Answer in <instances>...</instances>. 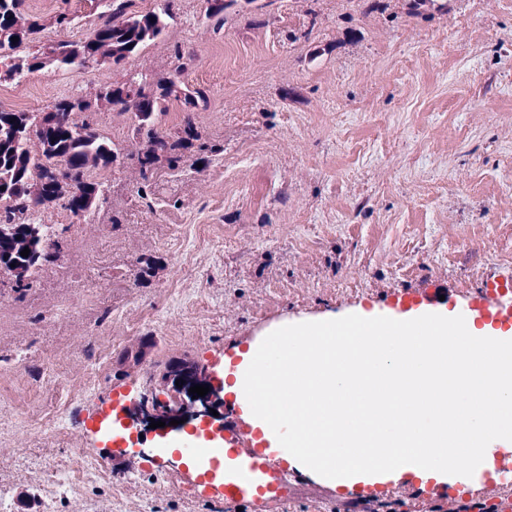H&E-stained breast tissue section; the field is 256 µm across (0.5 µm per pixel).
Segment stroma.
Here are the masks:
<instances>
[{
    "label": "stroma",
    "instance_id": "1",
    "mask_svg": "<svg viewBox=\"0 0 512 512\" xmlns=\"http://www.w3.org/2000/svg\"><path fill=\"white\" fill-rule=\"evenodd\" d=\"M169 7L160 39L120 67L81 74L53 66L0 81V111L40 112L127 74L162 76L175 50L190 55L186 84L205 94L171 102L156 127L193 121L214 152L139 187L133 166L96 173L106 199L76 216L38 208L66 232L60 260L23 295L0 289V498L11 512H237L232 499L199 498L185 461L159 454L143 428L100 484L94 465L112 447L87 419L114 393L151 394L172 358L216 370L238 365L256 336L281 321L357 308L418 307L429 284L512 306V0H450L447 14L407 13L405 0H273L217 22L207 0H135ZM298 33L289 41V33ZM153 259L135 283L137 256ZM148 340L151 366L119 369ZM109 350L102 367L95 349ZM25 408L28 424L11 409ZM93 467L74 475L75 454ZM406 512H457L439 484ZM292 471L282 507L270 494L254 512H377L343 501Z\"/></svg>",
    "mask_w": 512,
    "mask_h": 512
}]
</instances>
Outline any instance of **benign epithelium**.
I'll return each mask as SVG.
<instances>
[{"label":"benign epithelium","instance_id":"7a95c632","mask_svg":"<svg viewBox=\"0 0 512 512\" xmlns=\"http://www.w3.org/2000/svg\"><path fill=\"white\" fill-rule=\"evenodd\" d=\"M190 374L204 386L210 387V391L200 397H192L189 393L190 386L183 382L184 374ZM182 382V386H176V382ZM161 396L148 401L144 398L132 400L131 406L123 409L128 425L146 423L150 420L164 422L182 420L187 415L195 418L213 417L210 409L221 402V389L210 385V378L205 367L192 364L164 370L157 378Z\"/></svg>","mask_w":512,"mask_h":512}]
</instances>
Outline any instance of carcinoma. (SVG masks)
Listing matches in <instances>:
<instances>
[{
    "instance_id": "carcinoma-1",
    "label": "carcinoma",
    "mask_w": 512,
    "mask_h": 512,
    "mask_svg": "<svg viewBox=\"0 0 512 512\" xmlns=\"http://www.w3.org/2000/svg\"><path fill=\"white\" fill-rule=\"evenodd\" d=\"M26 0H0V59L10 60L0 79L20 80L47 65L79 74L91 63L120 65L147 44L158 39L173 19L168 9L140 12L134 0H84L98 14L100 23L84 38L60 41L47 53L19 54V50L41 42L47 20L25 8ZM255 0H208L209 15L225 19L239 3ZM448 12V0H408L407 14L418 16L429 9ZM184 64L176 63L166 76L140 73L128 82L110 86L112 110L132 114L136 132L145 134L137 149L125 150L101 136L91 123L75 115L98 105V96L62 99L43 112L0 111V267H15L23 277L13 285L20 292L30 285L43 265L60 253L65 229L50 240L42 224L28 219L32 210L59 204L75 216L97 209L105 201V184L93 173L120 166L122 156L132 160L140 179L153 178L161 161L176 167L195 146L200 134L192 122L173 134L155 128L158 116L170 101L194 107L204 99L183 81ZM29 249L26 257L20 255ZM148 344L141 341L119 356L118 363L138 370Z\"/></svg>"
}]
</instances>
